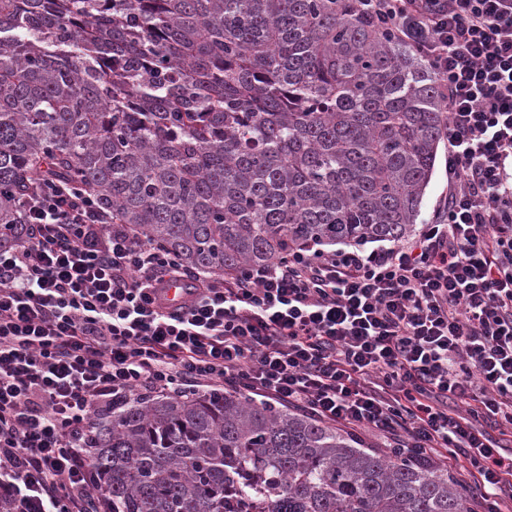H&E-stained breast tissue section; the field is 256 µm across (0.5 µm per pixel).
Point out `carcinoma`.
I'll return each instance as SVG.
<instances>
[{"label": "carcinoma", "instance_id": "1", "mask_svg": "<svg viewBox=\"0 0 512 512\" xmlns=\"http://www.w3.org/2000/svg\"><path fill=\"white\" fill-rule=\"evenodd\" d=\"M439 79L354 0H0V241L44 178L197 275L415 230ZM108 512H467L444 469L232 389L96 418Z\"/></svg>", "mask_w": 512, "mask_h": 512}]
</instances>
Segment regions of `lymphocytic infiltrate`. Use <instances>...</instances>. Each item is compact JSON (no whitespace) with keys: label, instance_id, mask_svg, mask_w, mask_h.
I'll return each mask as SVG.
<instances>
[{"label":"lymphocytic infiltrate","instance_id":"f902f5d3","mask_svg":"<svg viewBox=\"0 0 512 512\" xmlns=\"http://www.w3.org/2000/svg\"><path fill=\"white\" fill-rule=\"evenodd\" d=\"M426 59L448 112V196L410 243L187 277L53 180L0 243V502L107 512L87 440L136 396L234 387L456 457L512 503V0H363ZM181 283L187 298H166Z\"/></svg>","mask_w":512,"mask_h":512}]
</instances>
